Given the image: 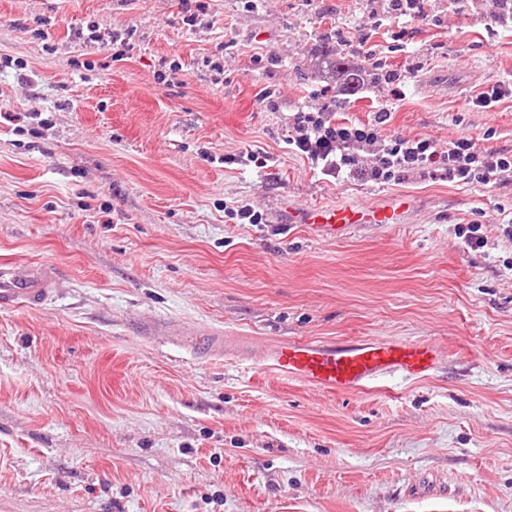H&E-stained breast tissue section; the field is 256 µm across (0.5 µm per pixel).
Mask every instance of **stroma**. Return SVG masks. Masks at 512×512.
Returning a JSON list of instances; mask_svg holds the SVG:
<instances>
[{
	"mask_svg": "<svg viewBox=\"0 0 512 512\" xmlns=\"http://www.w3.org/2000/svg\"><path fill=\"white\" fill-rule=\"evenodd\" d=\"M206 2L187 25L182 0H0V258L59 274L40 308L0 309V512H512V176L364 184L288 147L328 101L324 53L363 62L366 35L414 74L382 135L512 148V97L465 107L512 76V27L495 0H429L399 51L367 35L369 0ZM394 193L407 223L319 241L283 221L285 200ZM244 205L262 223L229 217ZM186 329L447 358L332 395L205 358ZM512 96V78L497 80L489 84L477 95L470 97L465 106L468 109H480L483 112H490L498 106L505 98Z\"/></svg>",
	"mask_w": 512,
	"mask_h": 512,
	"instance_id": "35a3bbf8",
	"label": "stroma"
}]
</instances>
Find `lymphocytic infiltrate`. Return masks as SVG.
<instances>
[{
  "mask_svg": "<svg viewBox=\"0 0 512 512\" xmlns=\"http://www.w3.org/2000/svg\"><path fill=\"white\" fill-rule=\"evenodd\" d=\"M387 10L372 12L371 29L391 27L404 38L414 24L426 22L427 0H388ZM389 103H382L371 122L334 119L332 112H295L288 144L321 175L348 176L387 184L410 174L461 187H496L512 173V149H493L469 136L441 144L427 137H382L389 120Z\"/></svg>",
  "mask_w": 512,
  "mask_h": 512,
  "instance_id": "lymphocytic-infiltrate-1",
  "label": "lymphocytic infiltrate"
}]
</instances>
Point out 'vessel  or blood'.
Wrapping results in <instances>:
<instances>
[{
    "label": "vessel or blood",
    "mask_w": 512,
    "mask_h": 512,
    "mask_svg": "<svg viewBox=\"0 0 512 512\" xmlns=\"http://www.w3.org/2000/svg\"><path fill=\"white\" fill-rule=\"evenodd\" d=\"M414 204L410 196L390 195L360 204L287 206L288 221L304 225L315 237L341 238L358 224L406 223ZM57 283L54 267L0 260V309L39 307ZM191 344L208 356L224 353L222 338L193 333ZM443 358L432 342H397L368 338L343 343H315L288 339L267 346L262 359L280 376L333 394L356 393L381 378L396 374L406 379L433 375Z\"/></svg>",
    "instance_id": "vessel-or-blood-1"
}]
</instances>
